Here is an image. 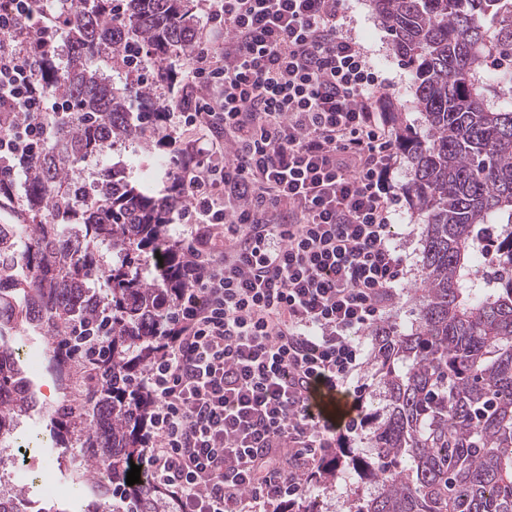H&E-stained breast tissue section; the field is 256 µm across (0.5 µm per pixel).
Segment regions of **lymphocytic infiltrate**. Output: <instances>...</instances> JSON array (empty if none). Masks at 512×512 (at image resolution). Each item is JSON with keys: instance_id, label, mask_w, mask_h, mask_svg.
Instances as JSON below:
<instances>
[{"instance_id": "f902f5d3", "label": "lymphocytic infiltrate", "mask_w": 512, "mask_h": 512, "mask_svg": "<svg viewBox=\"0 0 512 512\" xmlns=\"http://www.w3.org/2000/svg\"><path fill=\"white\" fill-rule=\"evenodd\" d=\"M206 22L170 113L190 155L180 272L196 282L176 334L142 377V470L178 512L296 507L330 449L367 425L314 415L363 365L408 277L393 234L401 151L384 84L342 0H199ZM55 0H0V154L48 139L63 106L40 89L60 61ZM232 38H225V30ZM232 156H225V146Z\"/></svg>"}]
</instances>
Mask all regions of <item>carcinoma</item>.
Instances as JSON below:
<instances>
[{"label": "carcinoma", "instance_id": "1", "mask_svg": "<svg viewBox=\"0 0 512 512\" xmlns=\"http://www.w3.org/2000/svg\"><path fill=\"white\" fill-rule=\"evenodd\" d=\"M395 54L412 69L425 135L389 113L411 161L413 192L427 230L417 327L389 324L373 365L385 385L386 419L375 454L348 448L305 490L303 512H322L320 488L336 469L377 486L354 512H512V271L487 292L472 276L486 224H512V0H371ZM70 50L48 65L41 88L69 100L47 142L4 166L24 167V184L0 178V445L22 419H47L59 448H80L67 478L96 484L112 512H176L150 482L127 485L143 450L151 401L138 386L164 339L168 314L196 285L180 275L172 249L175 214L190 204L179 172L189 162L173 142L169 108L183 96L172 57L197 35L195 0H59ZM154 51L152 81L118 87L94 60L130 66L135 49ZM137 145V154L87 186L75 171ZM169 182L158 195L156 177ZM112 247L108 264L98 247ZM97 281L106 288H93ZM46 338L45 371L61 399L37 400L18 336ZM0 512H66L25 488L0 493Z\"/></svg>", "mask_w": 512, "mask_h": 512}]
</instances>
